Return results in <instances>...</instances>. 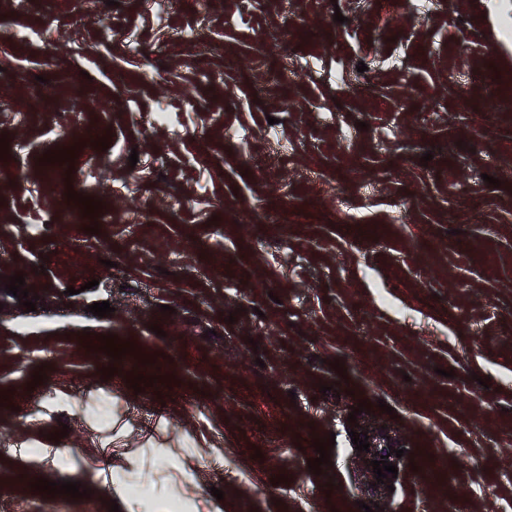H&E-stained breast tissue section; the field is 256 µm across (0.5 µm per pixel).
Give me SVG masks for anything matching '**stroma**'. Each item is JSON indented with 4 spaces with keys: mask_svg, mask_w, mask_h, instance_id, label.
<instances>
[{
    "mask_svg": "<svg viewBox=\"0 0 512 512\" xmlns=\"http://www.w3.org/2000/svg\"><path fill=\"white\" fill-rule=\"evenodd\" d=\"M2 134L11 512H512V0H0ZM68 148L73 171L45 176ZM135 358L165 368L138 392ZM363 401L404 449L388 489L351 464ZM24 442L67 455L37 471ZM111 460L149 496L32 487Z\"/></svg>",
    "mask_w": 512,
    "mask_h": 512,
    "instance_id": "obj_1",
    "label": "stroma"
}]
</instances>
